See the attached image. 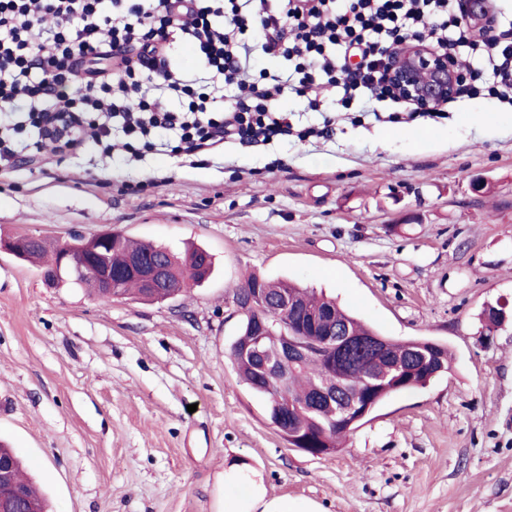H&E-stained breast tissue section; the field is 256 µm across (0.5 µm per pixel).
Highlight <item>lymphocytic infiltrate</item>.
Returning <instances> with one entry per match:
<instances>
[{"instance_id": "f902f5d3", "label": "lymphocytic infiltrate", "mask_w": 512, "mask_h": 512, "mask_svg": "<svg viewBox=\"0 0 512 512\" xmlns=\"http://www.w3.org/2000/svg\"><path fill=\"white\" fill-rule=\"evenodd\" d=\"M0 0V105L27 117L39 139L65 116L66 146L112 147V130L152 147L154 130L172 133L170 154L200 161L235 140L269 143L323 136L293 129L279 107L288 92L319 100L313 87H341L344 100L397 101L388 61L402 45L420 43L439 54L467 49L487 68L485 89L512 104V41L498 27L471 32L463 0ZM179 40L196 48L211 78L209 90L171 61ZM283 59L278 74L253 77L256 54ZM114 62L113 72L90 69ZM229 106L217 108L225 89ZM168 99L179 108L165 107Z\"/></svg>"}]
</instances>
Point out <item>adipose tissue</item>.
<instances>
[{
	"label": "adipose tissue",
	"instance_id": "ef3b65f1",
	"mask_svg": "<svg viewBox=\"0 0 512 512\" xmlns=\"http://www.w3.org/2000/svg\"><path fill=\"white\" fill-rule=\"evenodd\" d=\"M223 512H324L318 502L269 493L261 476L232 467L224 473Z\"/></svg>",
	"mask_w": 512,
	"mask_h": 512
}]
</instances>
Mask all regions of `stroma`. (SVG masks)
I'll return each mask as SVG.
<instances>
[{
  "label": "stroma",
  "mask_w": 512,
  "mask_h": 512,
  "mask_svg": "<svg viewBox=\"0 0 512 512\" xmlns=\"http://www.w3.org/2000/svg\"><path fill=\"white\" fill-rule=\"evenodd\" d=\"M281 106L331 136L228 143L180 167L163 132L137 160L24 153L0 175V237L118 230L215 261L175 299L103 303L0 252V442L50 512H219L229 461L325 512H512V106L474 95L408 122L360 98ZM247 271L325 292L382 335L444 343L451 367L338 451L289 447L229 359ZM489 304L511 314L493 330Z\"/></svg>",
  "instance_id": "obj_1"
}]
</instances>
